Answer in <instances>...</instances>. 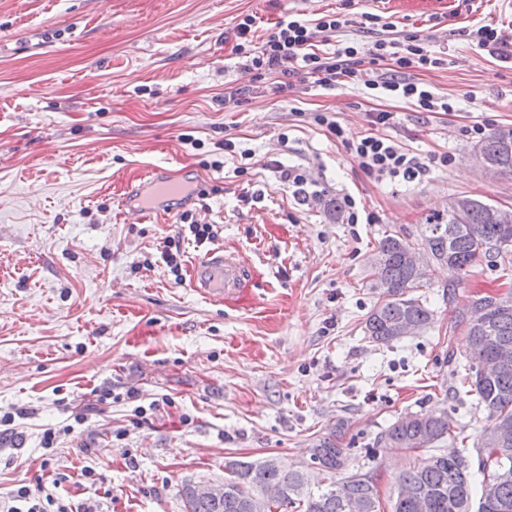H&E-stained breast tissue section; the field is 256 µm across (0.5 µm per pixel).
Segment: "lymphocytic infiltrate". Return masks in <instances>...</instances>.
<instances>
[{"label":"lymphocytic infiltrate","mask_w":512,"mask_h":512,"mask_svg":"<svg viewBox=\"0 0 512 512\" xmlns=\"http://www.w3.org/2000/svg\"><path fill=\"white\" fill-rule=\"evenodd\" d=\"M380 37L371 43L341 38L347 21L338 14L314 20L288 17L280 20L262 41H255L256 19L248 15L233 29L232 52L245 58L252 80L267 93L281 95L292 89V76L303 74L325 89L347 82L361 86L375 98L390 97L410 101L422 112H450L454 106L438 97L432 88L417 81L418 69L441 68L445 59L433 50L429 38L407 33L396 35L395 25L386 17L365 16ZM314 122L341 141L359 167L376 180L412 182L428 169L420 157L404 152L390 138L378 134L381 126L392 124L389 112L372 115L373 132L359 138L346 134L341 123L328 112L315 113ZM0 512H73L57 501L45 486L19 487L8 501L0 502Z\"/></svg>","instance_id":"1"}]
</instances>
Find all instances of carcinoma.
<instances>
[{"instance_id": "obj_1", "label": "carcinoma", "mask_w": 512, "mask_h": 512, "mask_svg": "<svg viewBox=\"0 0 512 512\" xmlns=\"http://www.w3.org/2000/svg\"><path fill=\"white\" fill-rule=\"evenodd\" d=\"M475 154L502 175L512 173V128L492 132L475 147ZM501 207L471 198L459 211L449 200L448 211L426 218L420 236L434 257L433 265L447 261L463 275L480 262L498 268L512 266V220L498 217ZM415 247L398 234L384 236L370 258V287L381 297L365 320V334L376 343L399 340L396 329L410 324L416 331L432 322V311L411 290L420 287L410 255ZM475 295L448 290V304L456 313L453 327L468 338L464 382L485 412L475 447L476 470L462 456L433 455L398 478L390 512H512V472L500 474V462L512 466V288L495 303L483 307L481 323L465 317V305ZM448 412L408 413L383 432L377 444L384 448L415 450L450 435ZM311 466L333 476L349 467V457L336 437L316 440L309 449ZM224 494L207 496L198 483H184L186 512H385L372 476L350 473L328 485L312 484L301 471H286L273 459L262 462L230 461ZM274 489V500L263 489Z\"/></svg>"}]
</instances>
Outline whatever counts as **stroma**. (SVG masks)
<instances>
[{"mask_svg":"<svg viewBox=\"0 0 512 512\" xmlns=\"http://www.w3.org/2000/svg\"><path fill=\"white\" fill-rule=\"evenodd\" d=\"M332 13L365 42L368 13L429 36L447 63L414 76L454 111L309 78L284 98L225 100V88L248 83L228 40L240 16L254 15L263 39L282 18ZM478 19L512 25V0H0V416H16L0 432V500L40 479L75 510L185 512L186 480L220 482L226 462L270 456L307 469L340 419L341 446L385 502L431 455H472L484 418L459 385L466 337L451 329L448 288L495 292L500 270L426 272L416 290L433 312L425 331L377 344L364 324L384 235L419 242L426 217L457 194L512 208V175L484 177L471 159L474 126L512 128V61L468 37ZM379 110L395 115L383 135L431 158L420 180L374 179L312 120L334 113L355 138ZM227 138L235 154L218 150ZM292 165L321 201L298 204L278 174ZM157 169L187 197L127 217L124 196L143 193ZM346 195L375 222L343 223L332 204ZM186 210L248 265L252 309L202 298L163 262L172 237L186 269L209 248L182 232ZM106 387L113 401L98 404ZM437 407L452 437L377 446L405 413ZM47 428L59 432L48 451Z\"/></svg>","mask_w":512,"mask_h":512,"instance_id":"1","label":"stroma"}]
</instances>
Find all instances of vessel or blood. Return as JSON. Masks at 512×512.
<instances>
[{"instance_id":"obj_1","label":"vessel or blood","mask_w":512,"mask_h":512,"mask_svg":"<svg viewBox=\"0 0 512 512\" xmlns=\"http://www.w3.org/2000/svg\"><path fill=\"white\" fill-rule=\"evenodd\" d=\"M148 188L154 206H161L166 197L181 193L180 183L169 179L155 178ZM252 278L245 263L237 256L216 248L199 257L192 266L191 286L207 299L230 301L235 306L246 308L255 302L251 288Z\"/></svg>"}]
</instances>
